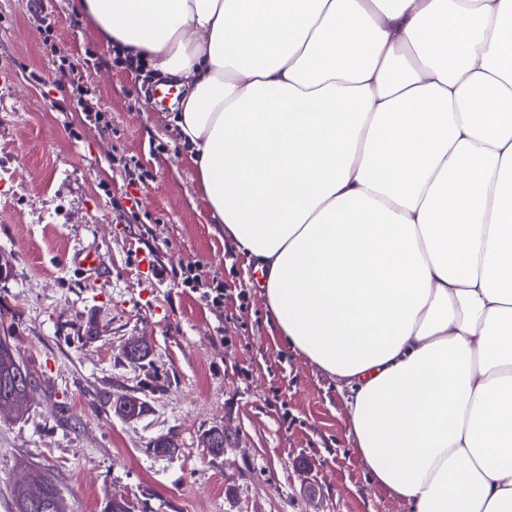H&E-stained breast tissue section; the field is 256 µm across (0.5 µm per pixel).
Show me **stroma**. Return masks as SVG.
I'll list each match as a JSON object with an SVG mask.
<instances>
[{"label":"stroma","instance_id":"stroma-1","mask_svg":"<svg viewBox=\"0 0 512 512\" xmlns=\"http://www.w3.org/2000/svg\"><path fill=\"white\" fill-rule=\"evenodd\" d=\"M140 79L73 0H0V312L38 377L28 418L0 417V512L39 472L70 512L108 495L131 512H411L360 458L339 382L285 344ZM87 249L97 273L73 263ZM134 339L150 345L136 366ZM116 393L143 413L115 414ZM161 436L176 454L154 453Z\"/></svg>","mask_w":512,"mask_h":512}]
</instances>
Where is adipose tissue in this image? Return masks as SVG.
Instances as JSON below:
<instances>
[{"label":"adipose tissue","mask_w":512,"mask_h":512,"mask_svg":"<svg viewBox=\"0 0 512 512\" xmlns=\"http://www.w3.org/2000/svg\"><path fill=\"white\" fill-rule=\"evenodd\" d=\"M413 512H512V0H78Z\"/></svg>","instance_id":"obj_1"}]
</instances>
